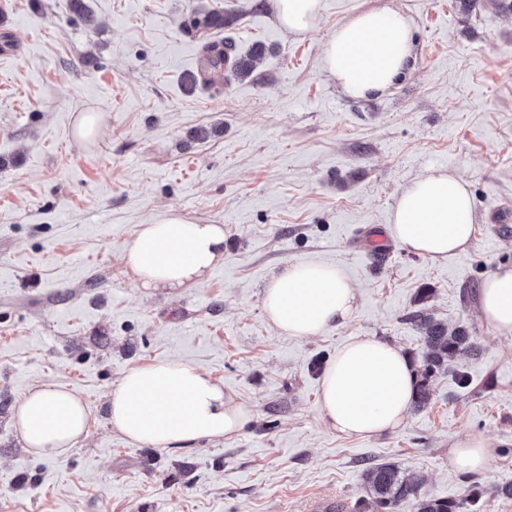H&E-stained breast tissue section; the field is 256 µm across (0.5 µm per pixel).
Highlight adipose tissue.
Masks as SVG:
<instances>
[{"label":"adipose tissue","instance_id":"obj_1","mask_svg":"<svg viewBox=\"0 0 512 512\" xmlns=\"http://www.w3.org/2000/svg\"><path fill=\"white\" fill-rule=\"evenodd\" d=\"M276 22L288 33L312 32L322 0H272ZM415 25L385 5L356 12L323 44V67L339 90L354 99L383 96L413 67ZM392 234L409 251L441 262L467 250L474 238L475 203L458 174L430 168L400 193L390 216ZM224 260V227L199 224L169 210L138 225L122 252L124 270L139 288H180L201 282ZM356 292L346 274L325 263L289 264L265 287L268 322L284 335L309 338L348 322ZM483 321L498 336L512 337V264L503 263L478 293ZM415 375L398 346L355 336L324 367L320 410L330 428L347 437L399 429L414 394ZM109 423L129 441L188 448L198 441L237 434L250 412L198 368L160 361L129 369L108 394ZM13 425L28 452L63 457L88 433L90 410L79 392L52 382L30 387L16 399ZM448 459L462 473L484 470L487 440L463 436Z\"/></svg>","mask_w":512,"mask_h":512}]
</instances>
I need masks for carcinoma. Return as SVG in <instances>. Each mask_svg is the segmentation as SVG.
<instances>
[{"instance_id": "carcinoma-1", "label": "carcinoma", "mask_w": 512, "mask_h": 512, "mask_svg": "<svg viewBox=\"0 0 512 512\" xmlns=\"http://www.w3.org/2000/svg\"><path fill=\"white\" fill-rule=\"evenodd\" d=\"M231 45L222 41L207 42L202 46V65L193 82L207 84L212 78L229 73L245 77L250 70L247 60L232 55ZM410 320L424 330L423 369L418 379L415 407H426L432 397V379L445 373L449 365L462 354H477V346L468 325L454 328L433 318L421 310L410 314ZM368 499L365 507L357 512H478L477 500H455L432 497L422 491L421 483L407 477L394 463H378L367 466L362 473Z\"/></svg>"}]
</instances>
